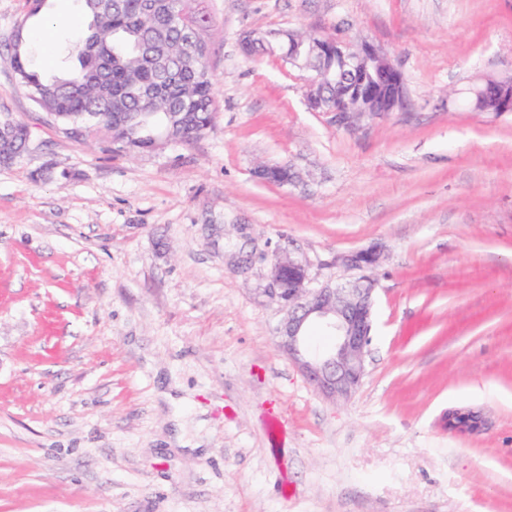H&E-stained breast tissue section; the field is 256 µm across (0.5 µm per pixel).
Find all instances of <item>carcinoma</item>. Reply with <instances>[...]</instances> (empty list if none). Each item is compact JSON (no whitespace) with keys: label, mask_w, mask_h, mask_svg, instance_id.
<instances>
[{"label":"carcinoma","mask_w":512,"mask_h":512,"mask_svg":"<svg viewBox=\"0 0 512 512\" xmlns=\"http://www.w3.org/2000/svg\"><path fill=\"white\" fill-rule=\"evenodd\" d=\"M190 0H83L89 22L63 58V73L46 77L29 64L23 29L11 58L30 98L59 122L87 131L112 132L115 149L140 153L171 141L189 142L211 126L216 100L209 72L192 53H209L203 32L209 17ZM276 44L288 55L280 32L248 51Z\"/></svg>","instance_id":"1"}]
</instances>
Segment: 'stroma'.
Here are the masks:
<instances>
[{
  "instance_id": "35a3bbf8",
  "label": "stroma",
  "mask_w": 512,
  "mask_h": 512,
  "mask_svg": "<svg viewBox=\"0 0 512 512\" xmlns=\"http://www.w3.org/2000/svg\"><path fill=\"white\" fill-rule=\"evenodd\" d=\"M217 112L196 141L128 154L30 100L7 51L59 73L85 24L0 0V512H512V0H199ZM372 43L404 109L346 129L307 71L244 56L250 32ZM55 45L44 56L34 33ZM287 164L288 185L262 165ZM379 248L366 375L320 395L279 348L273 256L313 286ZM485 429L444 426L454 408ZM286 438L272 443L269 414ZM473 103L481 112H512V77L487 78L475 91Z\"/></svg>"
}]
</instances>
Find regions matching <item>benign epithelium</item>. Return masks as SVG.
I'll list each match as a JSON object with an SVG mask.
<instances>
[{
  "label": "benign epithelium",
  "mask_w": 512,
  "mask_h": 512,
  "mask_svg": "<svg viewBox=\"0 0 512 512\" xmlns=\"http://www.w3.org/2000/svg\"><path fill=\"white\" fill-rule=\"evenodd\" d=\"M288 55L297 59L316 55L328 63L327 73L307 80L306 98L313 102L324 84L339 86L349 73L364 76L359 97L368 102L361 110L347 100H336V124L351 126L355 120L393 112L405 104L403 74L383 50L363 44L358 49L339 39L293 41ZM475 109L512 112V77L488 78L475 91ZM344 266L360 275L344 283L310 287L308 268L287 253L274 255L270 291L285 311L279 330V347L324 397L348 399L366 374V349L371 342L373 296L376 279L372 269L379 252L370 247L342 257ZM448 430L473 434L482 430L481 414L467 408L448 411Z\"/></svg>",
  "instance_id": "1"
}]
</instances>
